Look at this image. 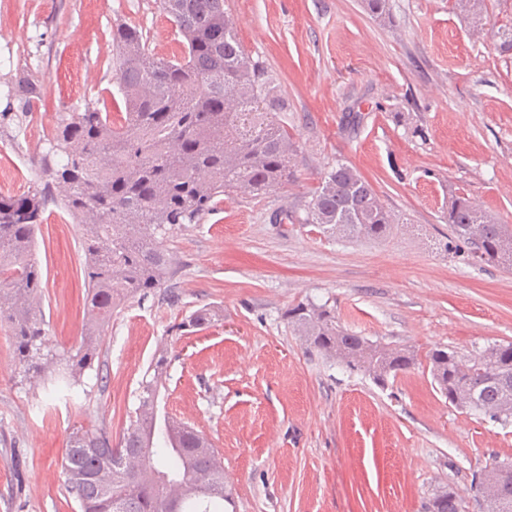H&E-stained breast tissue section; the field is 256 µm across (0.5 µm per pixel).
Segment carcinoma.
<instances>
[{
    "mask_svg": "<svg viewBox=\"0 0 512 512\" xmlns=\"http://www.w3.org/2000/svg\"><path fill=\"white\" fill-rule=\"evenodd\" d=\"M374 18L391 17L390 0H363ZM483 0H467L464 21L476 30ZM181 37L180 53L158 57L140 28L112 27L115 71L125 112L88 108L61 116L38 156L39 179L19 196L0 194V325L12 338L26 378L47 370L77 386L100 356L112 310L162 287L172 275L163 242L197 224L217 198L263 196L288 184L296 150L285 122L288 99L263 61L247 55L224 0H162ZM7 99L23 106L40 99L21 81ZM81 230L86 298L77 347L58 351L45 341L40 306L43 280L34 251L48 204ZM305 224L324 234L381 239L396 216L372 185L341 161L329 166L308 202ZM448 224L480 261L512 265V234L463 196L448 205ZM479 238L470 237L471 226ZM202 307L182 329L210 325ZM288 323L305 344L380 385L418 365L407 347L372 343L347 332L325 304L300 302ZM435 387L448 403L507 424L512 421V342L468 356L435 348L426 355ZM168 360L150 364L138 405L117 444L104 433L75 429L64 448L63 483L81 512H224V464L194 426L158 409ZM430 512H512V462L495 460L471 483V505L450 489Z\"/></svg>",
    "mask_w": 512,
    "mask_h": 512,
    "instance_id": "carcinoma-1",
    "label": "carcinoma"
}]
</instances>
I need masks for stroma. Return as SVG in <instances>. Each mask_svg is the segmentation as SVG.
Here are the masks:
<instances>
[{
  "mask_svg": "<svg viewBox=\"0 0 512 512\" xmlns=\"http://www.w3.org/2000/svg\"><path fill=\"white\" fill-rule=\"evenodd\" d=\"M247 54L288 99L292 176L261 198L221 197L167 241V288L122 303L101 357L66 391L24 382L0 328V512H79L62 455L73 429L119 439L151 360L170 364L160 408L207 435L224 462V512H427L512 459V424L448 403L426 365L376 385L307 349L285 313L328 303L343 328L425 355L512 342V266L479 262L448 226L463 196L512 231V55L500 33L512 0H484L480 31L457 0H391L382 22L361 0H227ZM142 27L149 49L179 53L161 0H0V110L29 77L41 100L0 126V193L38 178L25 165L66 112L124 109L109 65L112 26ZM358 112V127L345 115ZM354 166L398 218L382 240L329 239L304 223L324 170ZM288 211V220L274 216ZM35 257L50 344L77 345L86 296L74 220L48 208ZM222 318L195 331L201 307Z\"/></svg>",
  "mask_w": 512,
  "mask_h": 512,
  "instance_id": "35a3bbf8",
  "label": "stroma"
}]
</instances>
